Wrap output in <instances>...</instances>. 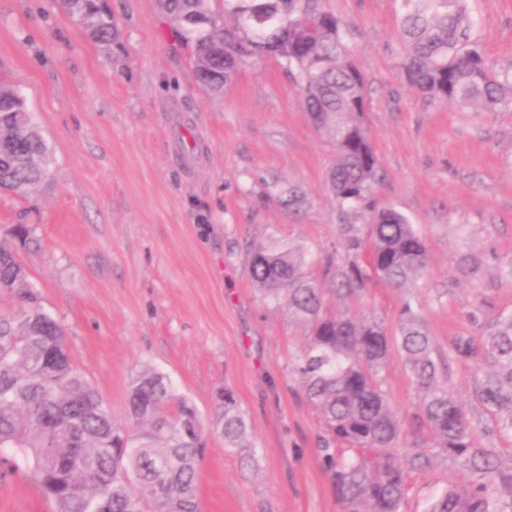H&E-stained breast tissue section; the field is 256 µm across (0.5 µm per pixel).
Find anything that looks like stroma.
<instances>
[{"instance_id":"35a3bbf8","label":"stroma","mask_w":512,"mask_h":512,"mask_svg":"<svg viewBox=\"0 0 512 512\" xmlns=\"http://www.w3.org/2000/svg\"><path fill=\"white\" fill-rule=\"evenodd\" d=\"M365 78L369 132L382 180L379 206L404 214L428 247L418 287L374 282L332 309L377 317L397 337L413 297L433 343L469 331L478 295L512 314V283L466 281L465 247L512 262V110L429 102L400 77V0H325ZM117 36L92 42L60 0H0V78L26 97L51 149L49 182L0 197V240L17 253L44 309L62 326L77 369L124 422L126 388L143 366L167 375L203 415L232 388L256 445L231 452L210 432L200 464L201 512H341L316 441L322 425L294 362L307 331L268 303L251 251L278 236L308 259L334 253L343 217L327 186L332 140L316 129L278 59L242 65L223 96L198 83L191 48L157 0H108ZM489 63L512 66V0H468ZM299 187L283 207L284 184ZM383 387L416 432L417 393L398 348ZM441 460L411 481L405 512H425L449 486L472 482ZM0 512H50L26 471L0 476Z\"/></svg>"}]
</instances>
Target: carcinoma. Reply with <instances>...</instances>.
Segmentation results:
<instances>
[{
    "mask_svg": "<svg viewBox=\"0 0 512 512\" xmlns=\"http://www.w3.org/2000/svg\"><path fill=\"white\" fill-rule=\"evenodd\" d=\"M210 0H159L161 11L191 45L198 82L215 96L238 69L267 56L301 77L303 105L326 130L337 160L328 184L343 209L368 213L371 223L339 224L341 255L321 276L290 241L272 237L255 247L251 276L263 297L309 326L296 372L303 395L324 428L318 448L342 512H402L409 475L425 476L442 457L476 482L456 485L427 512H509L512 464L481 428L512 438V316H491L480 296L469 315L476 336L448 342V358L475 366L471 396L476 421L448 392L443 355L425 322L404 301L398 347L418 396L417 419L432 444H407L402 419L382 388L390 340L374 317L330 309L327 296L361 299L381 280L405 289L428 266L425 239L393 209L375 208L380 166L367 125L366 88L343 37L340 19L323 0H224L216 16ZM405 42L402 79L431 101L499 112L512 107V71L493 70L471 37L467 0H401ZM94 42L114 37L103 0H62ZM50 149L25 96L0 80V194L23 196L48 176ZM492 258L459 252L456 268L476 279ZM330 287L323 288L320 280ZM21 290L17 315L0 314V464L25 468L52 512H199V464L208 429L224 448H251V428L234 392L219 395L207 423L169 378L142 367L126 393V425L74 366L59 323L32 291L13 245L0 241V292Z\"/></svg>",
    "mask_w": 512,
    "mask_h": 512,
    "instance_id": "1",
    "label": "carcinoma"
}]
</instances>
